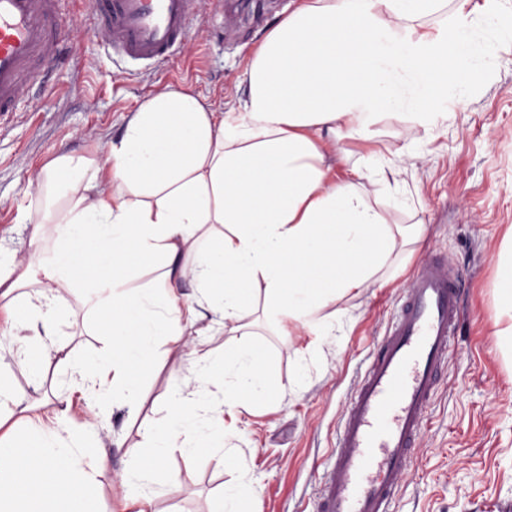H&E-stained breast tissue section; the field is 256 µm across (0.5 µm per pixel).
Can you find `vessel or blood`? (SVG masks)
Instances as JSON below:
<instances>
[{
  "label": "vessel or blood",
  "instance_id": "b4317fda",
  "mask_svg": "<svg viewBox=\"0 0 512 512\" xmlns=\"http://www.w3.org/2000/svg\"><path fill=\"white\" fill-rule=\"evenodd\" d=\"M201 0H89L95 28L133 60L173 56ZM62 0H0V118L16 112L68 40ZM462 275L428 255L417 266L347 402L312 512H389L419 449L461 317Z\"/></svg>",
  "mask_w": 512,
  "mask_h": 512
}]
</instances>
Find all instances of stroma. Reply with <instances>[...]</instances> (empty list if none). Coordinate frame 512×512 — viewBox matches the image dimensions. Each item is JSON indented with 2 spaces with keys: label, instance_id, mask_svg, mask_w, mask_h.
<instances>
[{
  "label": "stroma",
  "instance_id": "obj_1",
  "mask_svg": "<svg viewBox=\"0 0 512 512\" xmlns=\"http://www.w3.org/2000/svg\"><path fill=\"white\" fill-rule=\"evenodd\" d=\"M293 0H225L223 15L202 4L186 45L162 63L125 61L88 20L86 0H66L62 23L67 55L33 87L19 112L0 122V267L30 259L33 215L46 200L36 178L61 154L103 152L118 141L127 118L167 88L188 91L223 111L240 97L245 70L266 30ZM473 30L487 54L466 84L448 89L445 118L419 124L412 115H381L365 135L343 139L348 163L334 176L350 179L351 166L378 157L396 172L398 186L377 195L363 187L392 224H423L424 240L394 253L382 282L352 292L322 309L325 325L278 329L255 316L248 339L266 352L276 399L224 416L223 450L193 459L173 455L167 477L144 486L154 512H209L224 488L253 481L250 512H310L314 470L323 468L344 405L369 364L416 265L429 253L448 256L461 270L468 314L448 354L429 410L421 447L389 512H512V314L496 288L499 264L512 256V18ZM237 333L199 336L193 349L166 345L162 365L141 383L136 410L90 393L80 371L60 366L61 351L94 359L110 340L98 330L96 296L81 291L58 306L42 379L21 370L19 343L0 341V373L22 405L50 410L69 403L75 419L88 405L98 413L94 437L73 441L83 467L106 452L100 472L105 512L124 506L121 481L130 464L126 448L143 442L166 414L175 378L191 376L198 355L240 341Z\"/></svg>",
  "mask_w": 512,
  "mask_h": 512
}]
</instances>
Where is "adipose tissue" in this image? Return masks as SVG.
I'll use <instances>...</instances> for the list:
<instances>
[{
  "instance_id": "obj_1",
  "label": "adipose tissue",
  "mask_w": 512,
  "mask_h": 512,
  "mask_svg": "<svg viewBox=\"0 0 512 512\" xmlns=\"http://www.w3.org/2000/svg\"><path fill=\"white\" fill-rule=\"evenodd\" d=\"M452 7L449 22L427 19ZM502 0H298L264 35L237 108L218 112L197 96L164 90L128 118L104 156L64 154L44 172L47 208L33 242L43 278L18 262L0 272V306L17 310L2 337H23L18 363L42 377V337L51 311L33 303L92 289L112 337L106 360L86 379L98 393L121 387L140 397L161 346L190 326L211 333L246 329L255 306L276 320L307 325L336 296L373 284L390 256L423 238L420 224H391L353 181H334L326 149L408 108L423 125L445 115L448 80L464 78L482 46L469 35L473 14L490 28ZM108 188H100V178ZM196 252L193 266L180 257ZM160 267L149 288L128 282ZM192 280L197 295L182 301ZM264 351L249 342L201 361L177 382L165 423L146 446L129 449L126 500L150 506L146 483L178 453L191 458L223 440L224 408L267 395ZM68 407L33 421L0 407V512H100L96 479L105 461L80 467L56 428Z\"/></svg>"
}]
</instances>
